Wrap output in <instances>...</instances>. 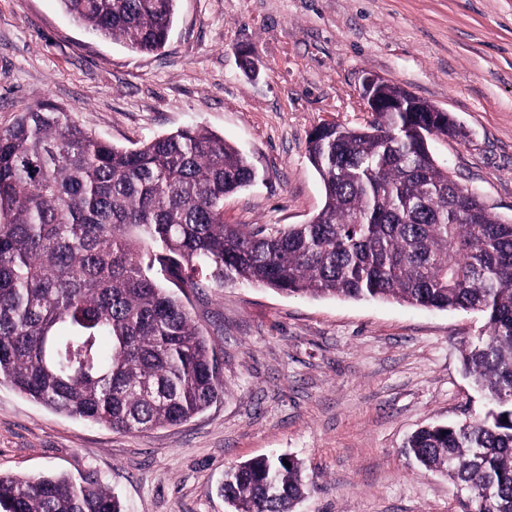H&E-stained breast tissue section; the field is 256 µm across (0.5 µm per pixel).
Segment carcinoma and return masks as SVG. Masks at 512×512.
Segmentation results:
<instances>
[{
  "label": "carcinoma",
  "mask_w": 512,
  "mask_h": 512,
  "mask_svg": "<svg viewBox=\"0 0 512 512\" xmlns=\"http://www.w3.org/2000/svg\"><path fill=\"white\" fill-rule=\"evenodd\" d=\"M177 0H60L74 22L136 53L164 48ZM401 112L324 123L307 139L324 205L306 224L224 223V196L257 173L224 137L182 128L133 149L87 132L58 105L0 130V383L59 413L141 432L184 423L224 393L214 346L186 302L247 282L288 295L476 311L462 350L488 402L427 426L405 455L445 474L461 512H512V220L435 160L462 139L446 112L385 83ZM271 455L227 470L231 512H294L315 489ZM0 512H124L88 475L0 476Z\"/></svg>",
  "instance_id": "1"
}]
</instances>
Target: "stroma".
I'll return each mask as SVG.
<instances>
[{"label": "stroma", "instance_id": "35a3bbf8", "mask_svg": "<svg viewBox=\"0 0 512 512\" xmlns=\"http://www.w3.org/2000/svg\"><path fill=\"white\" fill-rule=\"evenodd\" d=\"M369 75L463 126L465 139L432 137L435 158L511 219L512 0H177L150 54L89 33L59 0H0V129L49 100L119 147L191 126L222 135L258 173L225 196L228 224L283 228L321 209L307 137L365 124ZM189 310L221 360L208 409L121 433L0 384V474H90L126 512H230L225 471L279 452L317 484L297 512H460L446 477L402 448L422 426L486 412L461 363L480 313L246 283Z\"/></svg>", "mask_w": 512, "mask_h": 512}]
</instances>
